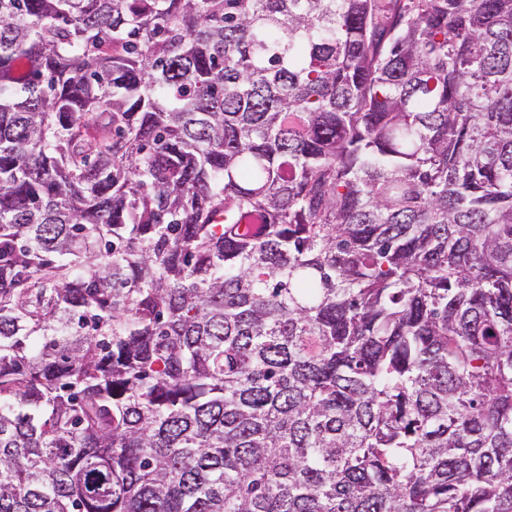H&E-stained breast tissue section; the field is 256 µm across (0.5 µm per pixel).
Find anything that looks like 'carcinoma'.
I'll return each instance as SVG.
<instances>
[{
    "mask_svg": "<svg viewBox=\"0 0 512 512\" xmlns=\"http://www.w3.org/2000/svg\"><path fill=\"white\" fill-rule=\"evenodd\" d=\"M0 512H512V0H0Z\"/></svg>",
    "mask_w": 512,
    "mask_h": 512,
    "instance_id": "cac0c4a2",
    "label": "carcinoma"
}]
</instances>
